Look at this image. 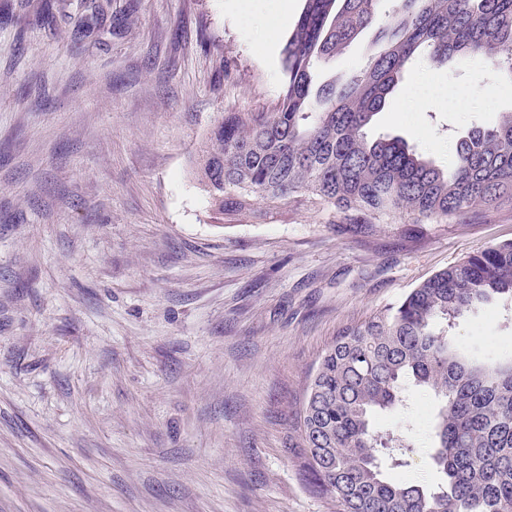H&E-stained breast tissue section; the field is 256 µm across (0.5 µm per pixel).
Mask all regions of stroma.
Returning <instances> with one entry per match:
<instances>
[{
    "label": "stroma",
    "mask_w": 512,
    "mask_h": 512,
    "mask_svg": "<svg viewBox=\"0 0 512 512\" xmlns=\"http://www.w3.org/2000/svg\"><path fill=\"white\" fill-rule=\"evenodd\" d=\"M303 0H0V512H336L292 446L340 330L471 252L512 240V206L342 232L314 206L231 226L191 174L228 112L275 106ZM413 74L367 127L450 165L512 113L476 57ZM512 349V313L456 328ZM434 403L381 415L433 485Z\"/></svg>",
    "instance_id": "stroma-1"
}]
</instances>
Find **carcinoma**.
Segmentation results:
<instances>
[{
  "label": "carcinoma",
  "instance_id": "obj_1",
  "mask_svg": "<svg viewBox=\"0 0 512 512\" xmlns=\"http://www.w3.org/2000/svg\"><path fill=\"white\" fill-rule=\"evenodd\" d=\"M304 0L282 49L273 109L226 112L193 170L212 219L249 222L290 203L341 214L365 233L384 217L441 224L477 205L512 204V113L463 137L451 168L400 138L365 132L421 56H474L512 84V0ZM386 46L344 83L319 70L364 30ZM512 306V240L467 255L398 304L345 327L321 356L296 419V456L338 512H512V353L460 345L457 321L492 301ZM433 398V488L386 479L414 438L380 431L406 386Z\"/></svg>",
  "mask_w": 512,
  "mask_h": 512
}]
</instances>
